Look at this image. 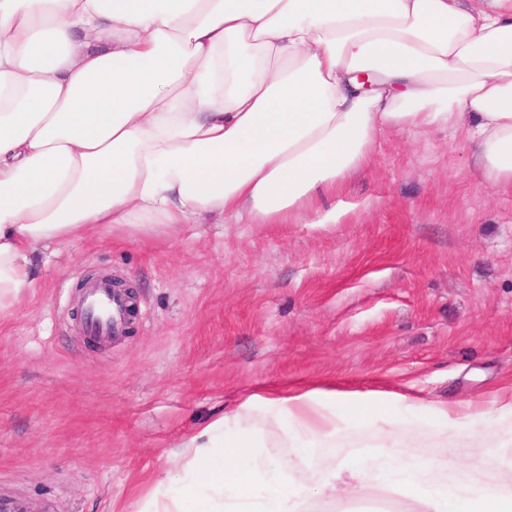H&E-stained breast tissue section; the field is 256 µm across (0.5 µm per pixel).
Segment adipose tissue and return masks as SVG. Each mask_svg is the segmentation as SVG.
Returning a JSON list of instances; mask_svg holds the SVG:
<instances>
[{
    "label": "adipose tissue",
    "instance_id": "ef3b65f1",
    "mask_svg": "<svg viewBox=\"0 0 512 512\" xmlns=\"http://www.w3.org/2000/svg\"><path fill=\"white\" fill-rule=\"evenodd\" d=\"M436 131L512 192V0H0V315L33 287L36 248L209 216L330 222L383 134ZM323 397L251 394L232 418L263 404L307 458L336 435L310 421ZM416 433L404 421L370 468H318L303 486L281 442L225 444L219 420L187 441L190 479L165 476L144 512H308L371 478L422 512H512V477L471 482Z\"/></svg>",
    "mask_w": 512,
    "mask_h": 512
}]
</instances>
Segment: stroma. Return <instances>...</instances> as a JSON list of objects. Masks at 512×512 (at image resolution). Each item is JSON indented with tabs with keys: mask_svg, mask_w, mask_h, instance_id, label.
I'll use <instances>...</instances> for the list:
<instances>
[{
	"mask_svg": "<svg viewBox=\"0 0 512 512\" xmlns=\"http://www.w3.org/2000/svg\"><path fill=\"white\" fill-rule=\"evenodd\" d=\"M332 224L183 225L39 249L36 282L0 317V498L52 512H141L183 442L259 389L421 397L427 457L495 476L481 447L449 454L431 406L512 459V194L480 184L460 146L389 133L332 201ZM138 292L112 341L79 330L91 273ZM361 463L380 423L324 403Z\"/></svg>",
	"mask_w": 512,
	"mask_h": 512,
	"instance_id": "35a3bbf8",
	"label": "stroma"
}]
</instances>
